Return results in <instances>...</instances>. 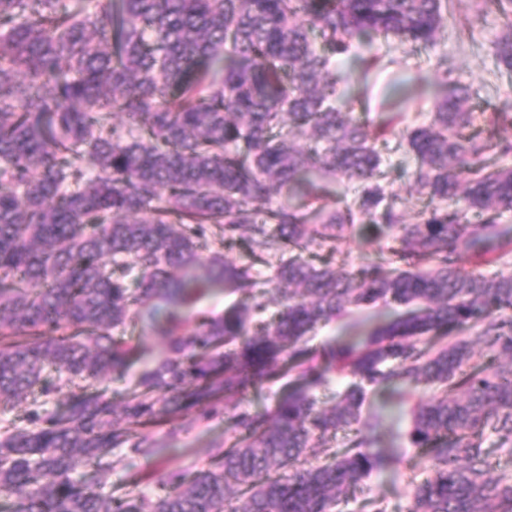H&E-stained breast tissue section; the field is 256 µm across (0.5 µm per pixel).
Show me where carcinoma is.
<instances>
[{"mask_svg":"<svg viewBox=\"0 0 512 512\" xmlns=\"http://www.w3.org/2000/svg\"><path fill=\"white\" fill-rule=\"evenodd\" d=\"M494 53L512 90V0ZM447 0H0V406L62 407L0 422L7 512H334L382 467L368 396L432 394L411 410L430 462L408 512H512V472L490 475L485 430L512 448V275L465 272L512 252L511 112H472L458 85L386 150L410 153L408 223L387 194L372 126L341 109L336 56L357 37L419 54ZM338 206H314L326 184ZM379 248L348 270L337 243ZM209 250L200 263L202 249ZM237 250L244 261L228 259ZM260 293L200 321L178 309L202 282ZM279 310L268 314V303ZM404 311L321 352L308 342L354 308ZM167 317L168 353L113 414L103 382ZM348 381L336 401L315 390ZM288 379L266 411L225 419L224 449L159 492H104L156 453L152 429ZM355 437L338 454L339 431ZM126 449L118 454L116 450ZM328 461L305 466L309 449Z\"/></svg>","mask_w":512,"mask_h":512,"instance_id":"cac0c4a2","label":"carcinoma"}]
</instances>
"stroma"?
I'll list each match as a JSON object with an SVG mask.
<instances>
[{"label": "stroma", "mask_w": 512, "mask_h": 512, "mask_svg": "<svg viewBox=\"0 0 512 512\" xmlns=\"http://www.w3.org/2000/svg\"><path fill=\"white\" fill-rule=\"evenodd\" d=\"M453 21L446 24L433 47L419 55L400 51L385 53L377 49L381 65L372 71L376 82L369 101L354 105L355 115L372 122L383 116L384 96L390 85L398 83L410 87L408 100L403 104L402 118L396 119L394 129L417 126L428 122L438 99L445 93L447 84L461 83L470 86L475 112L505 109L512 112V90L500 78L493 42L502 28L498 13L489 9L483 0H451ZM447 58L450 75L447 83L432 80V66L439 58ZM138 350L137 360L123 376H112L110 388L113 402H120L126 387L167 349V341L158 328L143 326L131 334ZM277 387L263 388L258 392L228 401L221 412L201 417L198 410L181 414L173 425L156 431V455L151 460L136 459L130 468L113 471V489H121L131 472L142 475L139 489L151 495L156 491L160 476L170 470L191 473L209 465L215 446L224 442V416L238 411H253L273 406ZM411 400L381 391L371 397L366 408L370 414H384L385 428L379 436L375 450L386 457L384 468L375 470L366 480L362 491L356 492L345 512H370L367 500H377L383 512H408L411 486L409 478L422 473L425 462L406 440L409 427Z\"/></svg>", "instance_id": "35a3bbf8"}]
</instances>
